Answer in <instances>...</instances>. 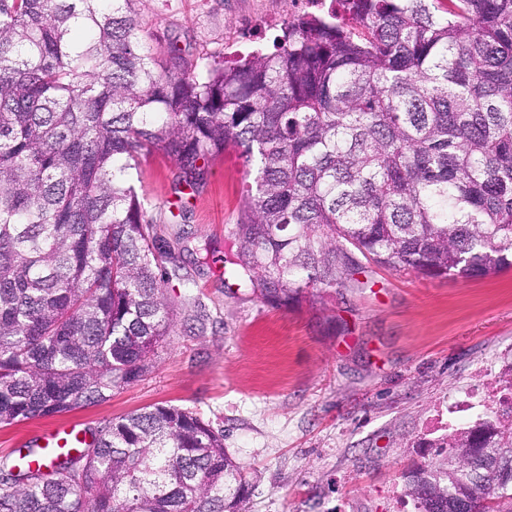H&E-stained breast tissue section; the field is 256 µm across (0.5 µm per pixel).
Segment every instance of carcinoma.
<instances>
[{"instance_id":"carcinoma-1","label":"carcinoma","mask_w":512,"mask_h":512,"mask_svg":"<svg viewBox=\"0 0 512 512\" xmlns=\"http://www.w3.org/2000/svg\"><path fill=\"white\" fill-rule=\"evenodd\" d=\"M143 0H0V427L105 402L173 323L175 252L135 174L234 147L230 275L263 303L512 268V0H333L237 61L143 36ZM406 469L416 512H512V421ZM486 456L478 478L468 464ZM224 435L156 404L61 455L0 457V512H245Z\"/></svg>"}]
</instances>
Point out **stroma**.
I'll list each match as a JSON object with an SVG mask.
<instances>
[{"label": "stroma", "instance_id": "35a3bbf8", "mask_svg": "<svg viewBox=\"0 0 512 512\" xmlns=\"http://www.w3.org/2000/svg\"><path fill=\"white\" fill-rule=\"evenodd\" d=\"M285 0H144L143 35L188 61L230 43L271 47L246 20L282 17ZM175 162L141 157L139 188L191 289L169 287L170 336L150 369L110 400L0 427V457L54 426L94 431L155 404L196 412L224 435L251 484L247 512H396L402 472L435 460L431 429L487 369L512 376V269L479 279L369 266L362 287L273 308L227 288L231 230L249 178L234 149L203 186L176 189Z\"/></svg>", "mask_w": 512, "mask_h": 512}]
</instances>
